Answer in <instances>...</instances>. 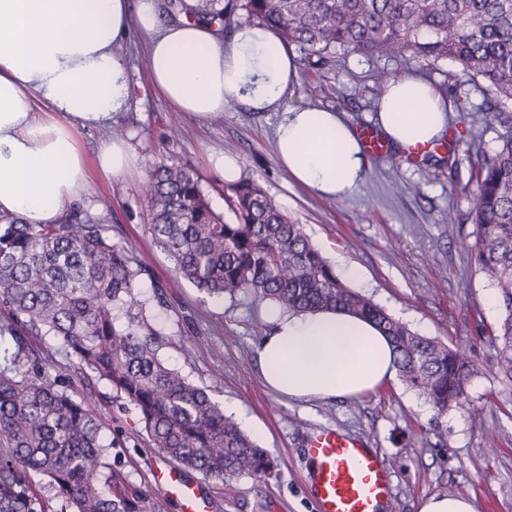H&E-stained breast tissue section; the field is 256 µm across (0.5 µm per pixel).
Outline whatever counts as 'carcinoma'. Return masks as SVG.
<instances>
[{
	"mask_svg": "<svg viewBox=\"0 0 512 512\" xmlns=\"http://www.w3.org/2000/svg\"><path fill=\"white\" fill-rule=\"evenodd\" d=\"M167 14L226 28L256 20L320 61L338 49L449 59L494 90L500 147L476 172L471 250L497 290L502 315L490 341L501 380L512 383V0H168ZM146 196L145 231L176 277L210 298L368 320L389 339L407 388L441 414L464 402L482 365L345 283L257 180L230 187L232 222L182 166L152 163ZM111 231L76 214L59 224L0 216V343L10 345L0 355V512H161L109 462L112 418L76 398L73 380L92 375L135 408L168 462L221 484L271 473L266 451L212 390L161 359L167 333L155 311L167 306L165 285ZM48 337L62 361L44 355Z\"/></svg>",
	"mask_w": 512,
	"mask_h": 512,
	"instance_id": "carcinoma-1",
	"label": "carcinoma"
}]
</instances>
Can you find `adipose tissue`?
I'll return each instance as SVG.
<instances>
[{
  "mask_svg": "<svg viewBox=\"0 0 512 512\" xmlns=\"http://www.w3.org/2000/svg\"><path fill=\"white\" fill-rule=\"evenodd\" d=\"M148 40L153 88L199 119L232 101L279 112L276 156L296 181L342 199L367 166L351 126L331 110L289 105L300 81L296 55L271 28L245 23L231 40L182 20L167 26L156 0H0V215L57 224L87 185L83 129H105L130 99L116 47L130 25ZM44 117H37V110ZM377 120L391 144H426L448 125V106L413 74L390 81ZM271 329L259 347L265 383L292 400L356 398L396 373L388 339L343 312L289 315L265 309Z\"/></svg>",
  "mask_w": 512,
  "mask_h": 512,
  "instance_id": "ef3b65f1",
  "label": "adipose tissue"
}]
</instances>
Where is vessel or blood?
Returning <instances> with one entry per match:
<instances>
[{
  "label": "vessel or blood",
  "mask_w": 512,
  "mask_h": 512,
  "mask_svg": "<svg viewBox=\"0 0 512 512\" xmlns=\"http://www.w3.org/2000/svg\"><path fill=\"white\" fill-rule=\"evenodd\" d=\"M307 454L313 463L307 488L317 512H384L390 471L377 450L325 429L311 437ZM180 474L179 467H171L161 487L179 497L181 512H198L196 491Z\"/></svg>",
  "instance_id": "b4317fda"
}]
</instances>
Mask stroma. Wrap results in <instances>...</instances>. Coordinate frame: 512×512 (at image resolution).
<instances>
[{"instance_id": "1", "label": "stroma", "mask_w": 512, "mask_h": 512, "mask_svg": "<svg viewBox=\"0 0 512 512\" xmlns=\"http://www.w3.org/2000/svg\"><path fill=\"white\" fill-rule=\"evenodd\" d=\"M122 51L131 106L113 128L130 145L134 166L119 178L91 171L86 194L71 208L111 225L113 241L137 240L141 261L166 285L168 305L157 312L169 335L161 356L191 381L212 387L225 413L272 461L265 479L242 477L224 486L189 473L207 512H315L307 490V443L323 428L359 437L381 451L390 469L388 512H418L420 501L432 494L473 498L479 512H512V384L498 378L496 349L487 335L501 312L487 305L494 288L469 250L475 239L476 185L468 145L478 135L486 154L498 146L497 128L483 113L484 83L448 59L340 50L318 66L296 47L300 83L292 104L340 112L352 127L374 124L382 72H414L448 105L446 147L437 158L451 163V176L434 178L430 163L401 161L400 149L394 148L388 157H368L358 189L334 201L296 184L281 167L273 140L281 113L253 112L239 103L205 120L175 111L150 86L146 38L130 30ZM215 151L237 158L241 176L259 180L333 265L357 267L362 275L357 290L412 331L458 346L481 363L462 406L438 413L397 378L355 400L296 402L266 388L259 359L269 331L262 323L263 308L244 296L213 301L189 282L175 280L166 254L144 228L146 171L156 160L196 170L212 208L232 220L224 203L228 184L210 160ZM187 348L195 351L194 362L185 361ZM78 395L111 412L115 452L132 484L157 495L161 512H180L177 500L157 485L168 463L140 434L129 402L96 380L80 386Z\"/></svg>"}]
</instances>
